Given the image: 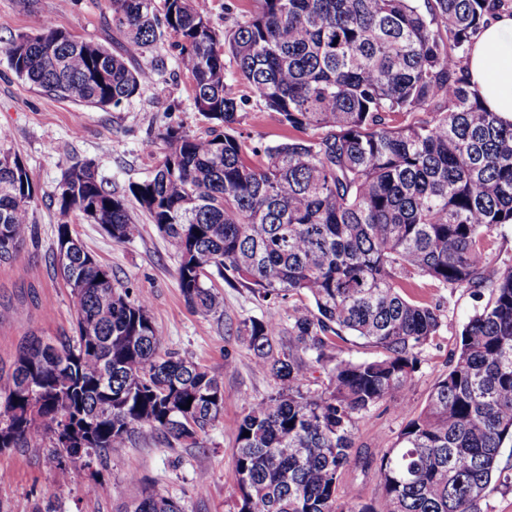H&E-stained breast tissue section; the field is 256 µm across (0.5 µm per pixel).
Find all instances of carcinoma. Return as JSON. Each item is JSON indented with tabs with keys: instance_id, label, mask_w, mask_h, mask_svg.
<instances>
[{
	"instance_id": "obj_1",
	"label": "carcinoma",
	"mask_w": 512,
	"mask_h": 512,
	"mask_svg": "<svg viewBox=\"0 0 512 512\" xmlns=\"http://www.w3.org/2000/svg\"><path fill=\"white\" fill-rule=\"evenodd\" d=\"M247 19L217 34L195 0H110L118 51L73 39L45 23L13 38L15 73L59 99L104 109L139 93L156 71L131 61L176 38L204 136L174 127L167 151L131 193L169 241L179 288L204 316L224 314L207 284L267 298H308L292 308L288 345L273 317L243 323L258 370L276 391L249 402L237 433V512H479L499 449L512 441V265L486 260L512 225V122L487 111L465 74L486 17L505 0H254ZM265 108L308 139L259 146L238 129L245 99L228 87L224 58ZM429 118L407 124L396 116ZM56 193L59 210L101 224L117 242L137 231L123 200L73 161ZM35 194L21 160L0 154V262L14 260L31 231ZM53 265L70 288L74 334L52 351L33 340L0 368V449L41 447L57 460L53 425L88 436L73 448L102 461L147 430L198 445L220 417L224 392L207 368L162 351L143 298L112 282L84 246L63 247ZM428 277L450 292H490L468 320L454 365L397 442L377 450V506L338 496L351 461L357 416L393 400L404 407L418 353L438 332L435 309L404 293ZM351 332L382 351L336 361L332 337ZM329 386L303 391L309 362ZM192 403H187V400ZM190 408H185V405ZM249 436H244V432ZM154 492L132 512H173Z\"/></svg>"
}]
</instances>
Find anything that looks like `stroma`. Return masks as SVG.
I'll list each match as a JSON object with an SVG mask.
<instances>
[{"label": "stroma", "instance_id": "1", "mask_svg": "<svg viewBox=\"0 0 512 512\" xmlns=\"http://www.w3.org/2000/svg\"><path fill=\"white\" fill-rule=\"evenodd\" d=\"M217 32L235 27L254 8L253 0H196ZM107 0H0V129L7 136L0 151L22 160L35 189L32 235L15 260L0 264V367L9 366L29 338L54 339L73 331L75 311L51 255L56 227L68 221L72 232L112 271L116 286L148 301L149 312L164 336L166 350L201 364L214 373L224 391L221 419L188 448L154 434L111 449L99 476L83 467L60 470L51 445L10 448L0 452V512H130L143 492H156L179 502L183 512H237L235 472L237 428L247 403L277 388L259 371L254 354L239 333L243 321L275 317L282 329L277 343L287 342L291 302L263 299L250 289L214 284L224 298L223 316H204L184 301L177 280L178 259L129 191L162 161L167 147L160 134L179 127L200 136L209 127L196 111L192 81L178 66L171 40L160 41L154 59L163 67L139 95L106 109L76 105L49 95L19 78L5 49L20 33H35L50 21L74 38L105 46L112 43ZM245 98L240 127L254 141L275 145L290 135L277 113L253 99L242 82L232 84ZM93 163L99 180L125 203L136 235L117 243L99 225L76 212L61 217L54 190L70 162ZM407 295L436 307L441 327L418 355L407 408L390 401L358 416L351 463L338 493L356 504L377 503L382 495L377 449L396 442L408 420L425 407L428 397L450 370L461 332L481 298L448 292L437 282L410 279ZM111 482L106 497L98 479ZM481 512H512V443L500 449L495 476L480 502Z\"/></svg>", "mask_w": 512, "mask_h": 512}]
</instances>
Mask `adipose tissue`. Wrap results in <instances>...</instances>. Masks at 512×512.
I'll return each instance as SVG.
<instances>
[{
  "label": "adipose tissue",
  "mask_w": 512,
  "mask_h": 512,
  "mask_svg": "<svg viewBox=\"0 0 512 512\" xmlns=\"http://www.w3.org/2000/svg\"><path fill=\"white\" fill-rule=\"evenodd\" d=\"M467 67L484 106L512 121V13L489 19L472 47Z\"/></svg>",
  "instance_id": "adipose-tissue-1"
}]
</instances>
